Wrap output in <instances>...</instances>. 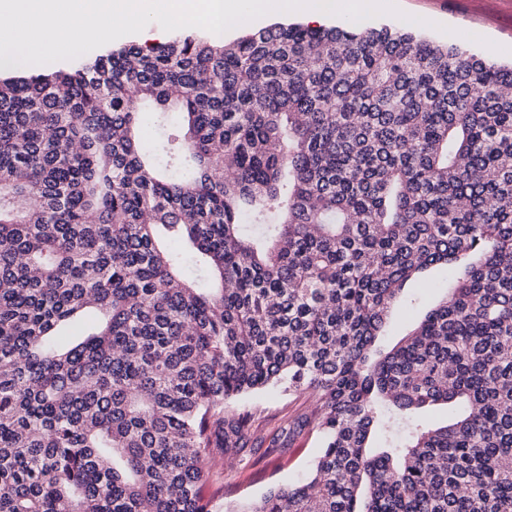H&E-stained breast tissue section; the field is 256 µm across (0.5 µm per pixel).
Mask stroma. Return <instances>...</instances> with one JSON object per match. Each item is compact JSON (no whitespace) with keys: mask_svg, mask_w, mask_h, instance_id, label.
I'll return each mask as SVG.
<instances>
[{"mask_svg":"<svg viewBox=\"0 0 512 512\" xmlns=\"http://www.w3.org/2000/svg\"><path fill=\"white\" fill-rule=\"evenodd\" d=\"M397 4L403 12L427 19V26L420 29L425 37L457 45L503 65L512 63V0H397ZM447 285L448 272L441 268L432 270L426 280L410 283L391 311L383 345L394 346L407 336L427 308L441 298ZM314 404L313 397L295 398L278 389L245 396L235 406L260 408L263 431L269 435ZM318 448L315 435L305 433L283 453L257 465L236 459L208 465L203 495L211 512H224L227 503L254 500L271 487L302 480L311 471Z\"/></svg>","mask_w":512,"mask_h":512,"instance_id":"obj_1","label":"stroma"}]
</instances>
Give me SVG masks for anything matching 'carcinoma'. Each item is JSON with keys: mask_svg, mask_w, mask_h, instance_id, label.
Here are the masks:
<instances>
[{"mask_svg": "<svg viewBox=\"0 0 512 512\" xmlns=\"http://www.w3.org/2000/svg\"><path fill=\"white\" fill-rule=\"evenodd\" d=\"M511 89L387 25L0 78V512H209L278 386L316 405L266 452L311 432L313 471L225 512H512ZM428 283H435L441 288H448V271L437 268L432 270L426 281L410 283L403 296L394 305L385 336L382 339L384 346L392 347L407 336L420 321L427 308L439 300L444 290L427 288Z\"/></svg>", "mask_w": 512, "mask_h": 512, "instance_id": "carcinoma-1", "label": "carcinoma"}]
</instances>
